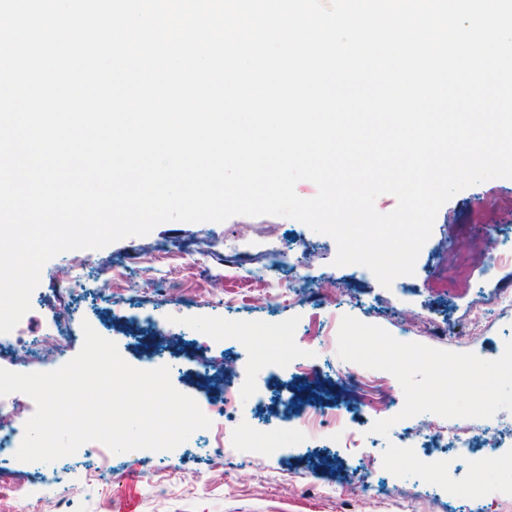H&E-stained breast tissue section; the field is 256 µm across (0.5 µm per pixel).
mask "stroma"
<instances>
[{"instance_id":"1","label":"stroma","mask_w":512,"mask_h":512,"mask_svg":"<svg viewBox=\"0 0 512 512\" xmlns=\"http://www.w3.org/2000/svg\"><path fill=\"white\" fill-rule=\"evenodd\" d=\"M498 226L512 244V179H492L455 194L440 209L414 274L391 287L371 271L337 266L334 240L280 216H234L222 223L168 221L148 235L98 250H75L49 260L21 319L15 352L0 369L52 371L75 357L83 324L113 341L132 366L163 360L172 385L202 405H220L226 373L237 374L240 421L226 424L236 442L231 455L215 453L213 434L195 431L171 451L110 454L104 476H94L84 451L52 463L0 455V512H124L120 491L137 488V512H512V411L484 419L499 435L496 463L483 470L471 460L447 463L418 443L391 463L393 437L374 433L386 410L359 419L364 453L355 455L333 434L304 436L296 422L309 403L333 409L352 393L339 373L346 366L336 346L321 348L343 316L380 326L402 342L471 352L494 360L512 340V257L486 254L469 268L464 284H448L438 258L449 242L481 240L482 226ZM303 266L312 290L289 295L263 274L278 268L276 247ZM88 284L103 279L106 297L73 295V273ZM481 317H474L475 306ZM69 325L63 349L26 354L29 342ZM226 333L224 343H213ZM370 459L393 486L382 499L358 484L362 459Z\"/></svg>"}]
</instances>
